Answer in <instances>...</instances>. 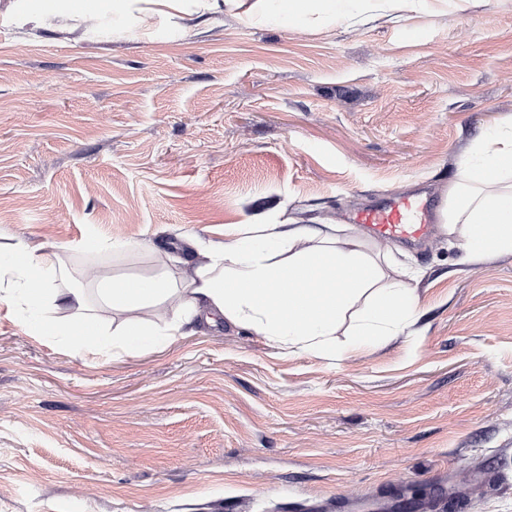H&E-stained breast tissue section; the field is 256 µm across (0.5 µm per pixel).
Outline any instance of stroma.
<instances>
[{
    "label": "stroma",
    "mask_w": 512,
    "mask_h": 512,
    "mask_svg": "<svg viewBox=\"0 0 512 512\" xmlns=\"http://www.w3.org/2000/svg\"><path fill=\"white\" fill-rule=\"evenodd\" d=\"M0 0V248L112 277L169 271L224 227L316 228L441 190L512 117V0L288 30L221 13L151 37L63 14L19 29ZM97 233L133 253L75 254ZM419 332L341 359L257 331L185 327L96 360L0 314V512H512V256L402 244Z\"/></svg>",
    "instance_id": "stroma-1"
}]
</instances>
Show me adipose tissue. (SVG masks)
I'll return each mask as SVG.
<instances>
[{
    "label": "adipose tissue",
    "instance_id": "1",
    "mask_svg": "<svg viewBox=\"0 0 512 512\" xmlns=\"http://www.w3.org/2000/svg\"><path fill=\"white\" fill-rule=\"evenodd\" d=\"M438 0H13L7 13L15 26L47 33L60 14L79 20L111 15L115 25L143 34L170 25L186 32L204 16L224 12L247 25L321 28L373 23L434 9ZM436 222L442 235L479 263L512 255V123L485 131L468 150L443 193ZM58 252H37L24 240L0 250V307L29 335L71 344L83 353L136 351L165 346L184 325L224 320L256 330L288 354L325 351L340 328L349 352L385 344L417 329L414 275L391 250L371 254L362 233L322 235L294 220L228 224L224 243L196 264L190 275L92 278L90 288H70ZM127 312L107 328L88 311V299ZM178 300L179 311L166 307ZM155 309L163 326L133 315Z\"/></svg>",
    "mask_w": 512,
    "mask_h": 512
}]
</instances>
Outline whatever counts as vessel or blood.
Instances as JSON below:
<instances>
[{
  "label": "vessel or blood",
  "instance_id": "b4317fda",
  "mask_svg": "<svg viewBox=\"0 0 512 512\" xmlns=\"http://www.w3.org/2000/svg\"><path fill=\"white\" fill-rule=\"evenodd\" d=\"M425 212V203L395 199L386 206L361 212L356 221L370 225L380 238L412 242L421 239L431 230L424 220Z\"/></svg>",
  "mask_w": 512,
  "mask_h": 512
}]
</instances>
